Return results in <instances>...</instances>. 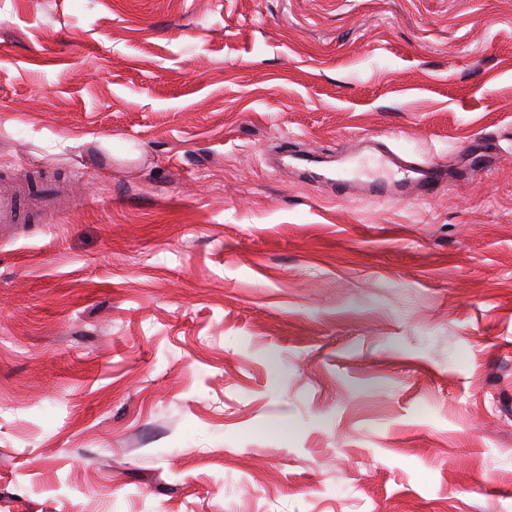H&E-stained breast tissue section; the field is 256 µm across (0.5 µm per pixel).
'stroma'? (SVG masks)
I'll return each mask as SVG.
<instances>
[{
  "mask_svg": "<svg viewBox=\"0 0 512 512\" xmlns=\"http://www.w3.org/2000/svg\"><path fill=\"white\" fill-rule=\"evenodd\" d=\"M1 178L0 512H512V0H0ZM384 152L386 161L393 165L403 168L406 172L417 175L416 178L410 175L405 176L400 181L393 184L382 182H373L363 187L365 194L369 195H399L407 196L411 193L414 186L419 188L420 193L424 195L434 194L440 187L443 176L446 173V163L438 160H428L424 163L413 160H406L393 153ZM14 191L5 185H0V223L23 224L27 216H22L17 208Z\"/></svg>",
  "mask_w": 512,
  "mask_h": 512,
  "instance_id": "obj_1",
  "label": "stroma"
}]
</instances>
